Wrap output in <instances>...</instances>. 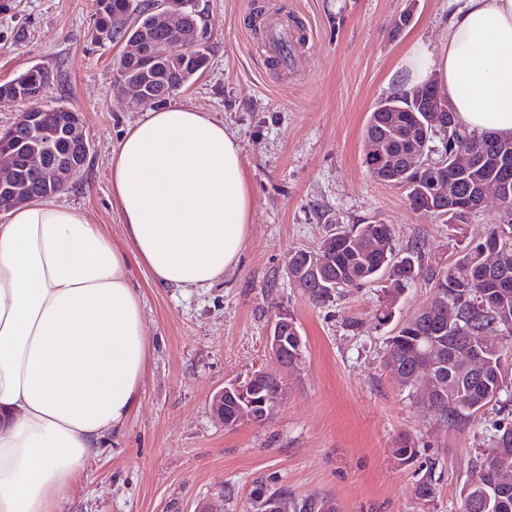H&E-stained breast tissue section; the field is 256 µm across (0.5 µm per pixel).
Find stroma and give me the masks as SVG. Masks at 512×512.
Masks as SVG:
<instances>
[{
    "label": "stroma",
    "mask_w": 512,
    "mask_h": 512,
    "mask_svg": "<svg viewBox=\"0 0 512 512\" xmlns=\"http://www.w3.org/2000/svg\"><path fill=\"white\" fill-rule=\"evenodd\" d=\"M198 8L208 64L170 101L236 136L252 193L249 239L237 267L203 288L159 286L130 262L153 343L139 405L87 463L61 512H260L258 485L327 496L339 512H459L468 463L489 447L497 405L465 431H444L382 362L393 324L427 306L431 286L411 284L392 324L381 325L383 281L317 305L286 266L289 250H315L356 224L390 225L398 248L422 246L431 264L486 233L494 194L465 223L445 224L414 211L404 190L377 181L364 163L371 110L402 91L413 47L445 44L448 0H198ZM95 12L96 0H0V84L36 65L60 75L42 105L75 111L90 152L52 200L84 211L121 247L112 152L151 105L131 103L116 80L124 43L92 42ZM271 20L305 31L295 69L262 49ZM282 311L306 343L302 363L285 374L264 424L226 428L210 411L211 395L275 369L267 338ZM402 438L418 450L408 465L392 453ZM426 475L436 495L424 506L414 488Z\"/></svg>",
    "instance_id": "obj_1"
}]
</instances>
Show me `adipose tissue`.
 I'll return each instance as SVG.
<instances>
[{"label": "adipose tissue", "instance_id": "obj_1", "mask_svg": "<svg viewBox=\"0 0 512 512\" xmlns=\"http://www.w3.org/2000/svg\"><path fill=\"white\" fill-rule=\"evenodd\" d=\"M448 42L418 46L406 85H440L459 124L512 134V0H450ZM127 250L79 209L36 200L0 224V512H58L138 406L150 349L136 259L163 287L201 288L243 252L251 190L222 122L149 110L112 155Z\"/></svg>", "mask_w": 512, "mask_h": 512}]
</instances>
